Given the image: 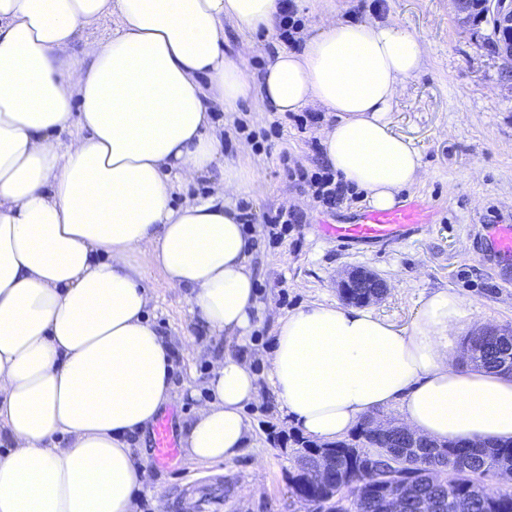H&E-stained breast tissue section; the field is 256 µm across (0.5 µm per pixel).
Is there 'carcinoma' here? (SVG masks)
<instances>
[{
	"label": "carcinoma",
	"mask_w": 512,
	"mask_h": 512,
	"mask_svg": "<svg viewBox=\"0 0 512 512\" xmlns=\"http://www.w3.org/2000/svg\"><path fill=\"white\" fill-rule=\"evenodd\" d=\"M465 340L486 350L483 368L512 373L511 342L489 331ZM400 440L392 431L375 433L369 416L350 439L330 446L336 469L329 471L317 465L313 442L300 440L293 493L306 502L333 486L340 493L349 490L356 493L350 512H383L386 495L406 498V512H417L422 498L443 500L442 512H457L459 501L466 505L464 512H512V490H486L487 481L512 473V443L406 448Z\"/></svg>",
	"instance_id": "carcinoma-1"
}]
</instances>
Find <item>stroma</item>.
I'll list each match as a JSON object with an SVG mask.
<instances>
[{
    "label": "stroma",
    "instance_id": "35a3bbf8",
    "mask_svg": "<svg viewBox=\"0 0 512 512\" xmlns=\"http://www.w3.org/2000/svg\"><path fill=\"white\" fill-rule=\"evenodd\" d=\"M303 34L341 21L387 19L414 34L426 48L422 70L400 92L392 127L419 150L422 173L403 191L435 204L432 224L411 238L381 245H342L325 236L324 224H349L368 210L362 190L336 207L317 202L311 188L291 170L324 165L323 141L335 121L329 112L307 130L293 117L272 133V114L246 100L236 111H216L221 161L241 171L234 194L255 216L280 209L302 214L287 236L271 242L263 226L252 235L258 245L251 263L262 305L246 341L259 395L246 409L247 448L232 462L199 461L188 454L166 465H152L141 498V512H189L187 502L204 500L203 512H306L293 496L290 474L301 432L282 418L268 382L266 354L278 318L304 305L341 303L337 283L352 269L377 274L386 284L382 299L369 310L397 326L411 323L423 299L446 288L472 307L463 335L488 327L512 331V267L499 272L481 260L477 232L495 221L512 223V82L501 77L503 62L490 45L485 20L459 23L453 0H297ZM224 32L253 78H260L282 42L276 32L238 33L232 22ZM144 285L152 303L151 323L174 344V382L179 392L168 410L177 432L192 418L193 389H202L211 362L231 344L209 332L190 310L185 289L173 287L163 273L147 269Z\"/></svg>",
    "mask_w": 512,
    "mask_h": 512
}]
</instances>
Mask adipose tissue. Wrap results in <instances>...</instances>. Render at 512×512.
I'll return each mask as SVG.
<instances>
[{
	"label": "adipose tissue",
	"instance_id": "1",
	"mask_svg": "<svg viewBox=\"0 0 512 512\" xmlns=\"http://www.w3.org/2000/svg\"><path fill=\"white\" fill-rule=\"evenodd\" d=\"M277 0H0V512H139L150 460L132 436L175 398L172 350L147 316L146 268L188 291L212 330L243 342L259 306L238 175L181 207L175 185L220 159L211 107L335 113L326 161L389 209L418 178L392 129L426 50L400 26L340 22L279 51L251 88L224 23L271 28ZM113 17L112 34L70 49ZM471 311L442 289L399 327L360 306L312 303L278 320L269 384L282 418L319 442L399 407L438 444L512 440V378L460 367ZM189 455L238 457L258 393L249 356L213 362Z\"/></svg>",
	"mask_w": 512,
	"mask_h": 512
}]
</instances>
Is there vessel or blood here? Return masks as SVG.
I'll return each instance as SVG.
<instances>
[{"instance_id": "1", "label": "vessel or blood", "mask_w": 512, "mask_h": 512, "mask_svg": "<svg viewBox=\"0 0 512 512\" xmlns=\"http://www.w3.org/2000/svg\"><path fill=\"white\" fill-rule=\"evenodd\" d=\"M433 206L417 200L386 210H369L351 224H327L326 236L341 243L382 242L406 240L424 229L432 219ZM485 256L512 262V224H488L484 227ZM180 452L173 418L162 415L154 427V455L157 462L167 463Z\"/></svg>"}]
</instances>
